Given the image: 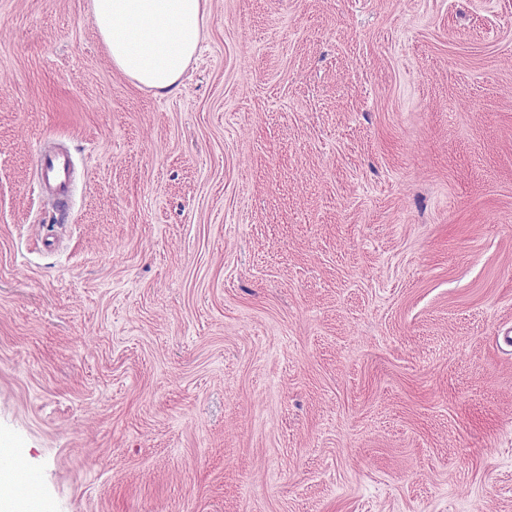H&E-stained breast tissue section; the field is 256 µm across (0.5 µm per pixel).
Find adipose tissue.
Listing matches in <instances>:
<instances>
[{"label":"adipose tissue","instance_id":"1","mask_svg":"<svg viewBox=\"0 0 512 512\" xmlns=\"http://www.w3.org/2000/svg\"><path fill=\"white\" fill-rule=\"evenodd\" d=\"M207 0H90L113 66L134 82L174 89L201 42Z\"/></svg>","mask_w":512,"mask_h":512}]
</instances>
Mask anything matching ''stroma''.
Here are the masks:
<instances>
[{"instance_id": "stroma-1", "label": "stroma", "mask_w": 512, "mask_h": 512, "mask_svg": "<svg viewBox=\"0 0 512 512\" xmlns=\"http://www.w3.org/2000/svg\"><path fill=\"white\" fill-rule=\"evenodd\" d=\"M1 73L43 512H512V0H208L167 92L89 0H0ZM37 164L44 171V179L52 181L64 188L70 170V160L67 155L52 154L49 151H40Z\"/></svg>"}]
</instances>
